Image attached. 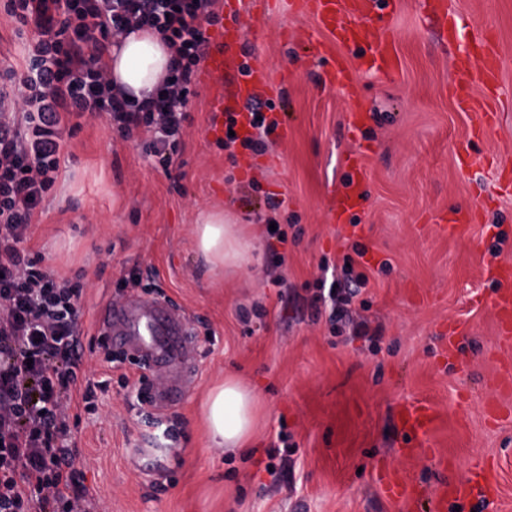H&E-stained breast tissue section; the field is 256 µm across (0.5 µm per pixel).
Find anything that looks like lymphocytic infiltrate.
I'll return each instance as SVG.
<instances>
[{"instance_id":"lymphocytic-infiltrate-1","label":"lymphocytic infiltrate","mask_w":512,"mask_h":512,"mask_svg":"<svg viewBox=\"0 0 512 512\" xmlns=\"http://www.w3.org/2000/svg\"><path fill=\"white\" fill-rule=\"evenodd\" d=\"M5 11L32 36L0 73V512H83L68 411L77 400L95 410L109 382L78 377L80 287L38 268L22 245L59 178L71 118L149 138L157 163L172 166L210 52L199 21L217 19L219 0H7ZM144 27L170 44L172 73L132 102L113 87L107 58Z\"/></svg>"}]
</instances>
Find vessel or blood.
<instances>
[{
    "mask_svg": "<svg viewBox=\"0 0 512 512\" xmlns=\"http://www.w3.org/2000/svg\"><path fill=\"white\" fill-rule=\"evenodd\" d=\"M296 14L312 19L318 28L331 35L339 45L361 48L369 66L385 76H394L398 61L395 42L390 35L368 37L374 24L372 11L375 0H292ZM226 18L211 24L209 38L211 51L207 62L209 75L223 78L230 68L224 54L227 43L239 37L238 20L241 0H225ZM471 59L455 66L452 81L460 89L455 99L457 111L475 113L481 124L497 121V113L487 111L484 102L469 91L472 82L483 87L497 86L500 82L502 59L495 43L487 34H480L474 42ZM323 82L328 87L347 90L353 85L352 73L344 60H337L325 70ZM278 79L266 66L250 68L246 79L235 87L238 100L247 101L256 90L276 87ZM350 162L355 178L333 201L332 210L337 214L352 212L363 204V186L367 169L361 153H354ZM498 290L492 301L500 336H512V260H502L496 274ZM103 326L109 342L116 347L129 349L152 372L160 375L162 383L151 394V404L161 411L174 406L192 383L191 371L199 359V346L191 335L187 316L171 302L149 301L131 296L112 306L105 313ZM399 425L406 440L424 439L433 427L436 415L433 406L417 400L401 406ZM485 490L494 487V470L487 465L473 468V476L466 481L443 484L435 492L436 505H446L448 500L471 495L475 486Z\"/></svg>",
    "mask_w": 512,
    "mask_h": 512,
    "instance_id": "1",
    "label": "vessel or blood"
}]
</instances>
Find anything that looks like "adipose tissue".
Segmentation results:
<instances>
[{
  "mask_svg": "<svg viewBox=\"0 0 512 512\" xmlns=\"http://www.w3.org/2000/svg\"><path fill=\"white\" fill-rule=\"evenodd\" d=\"M172 53L156 33L145 29L129 31L108 59L112 84L127 99L140 100L166 83ZM199 253L215 269L242 267L252 259V240L237 225L224 221L220 211L201 214L195 225ZM257 422L255 394L234 377H225L204 403V423L214 447L236 451L248 447Z\"/></svg>",
  "mask_w": 512,
  "mask_h": 512,
  "instance_id": "1",
  "label": "adipose tissue"
}]
</instances>
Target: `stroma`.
<instances>
[{
    "mask_svg": "<svg viewBox=\"0 0 512 512\" xmlns=\"http://www.w3.org/2000/svg\"><path fill=\"white\" fill-rule=\"evenodd\" d=\"M242 0L241 38L225 46L235 62L265 63L281 84L265 92L282 123L268 150L225 147L211 128L241 103L213 109L215 81L199 71L190 122L170 168L154 164L142 137L120 139L102 119H74L61 147V173L46 197L47 216L26 247L41 268L80 285L82 373L110 376L94 412L71 407L70 452L84 474L89 512H431L441 483L487 461L498 486L489 503L460 512H512V339L496 331L484 274L492 246L512 259V0H448L456 28L440 35L423 0H388L381 23L396 44L400 71H367L357 48H341L291 0L264 10ZM489 26L504 58L499 120L472 136L457 111L448 75ZM352 68L367 120L350 134L346 96L325 87L336 58ZM487 154L485 168L460 169L459 142ZM364 152L367 202L356 216L330 222L329 205ZM476 207L469 235L448 234L437 213ZM220 210L259 230L252 263L212 274L196 253L202 211ZM275 218L286 242L264 234ZM367 278L351 303L354 319L380 336L353 335L344 322L310 315L321 278L339 274L354 245ZM134 293L167 299L189 318L200 346L194 382L158 415L171 436L157 459L152 429L125 378L131 360L106 362L101 314L121 303L120 278ZM255 392L259 423L251 447H212L204 401L225 376ZM425 400L440 420L429 442L437 457L406 458L394 412ZM495 403L497 419L486 418ZM286 443H279V430ZM420 495L388 500L378 468Z\"/></svg>",
    "mask_w": 512,
    "mask_h": 512,
    "instance_id": "35a3bbf8",
    "label": "stroma"
}]
</instances>
